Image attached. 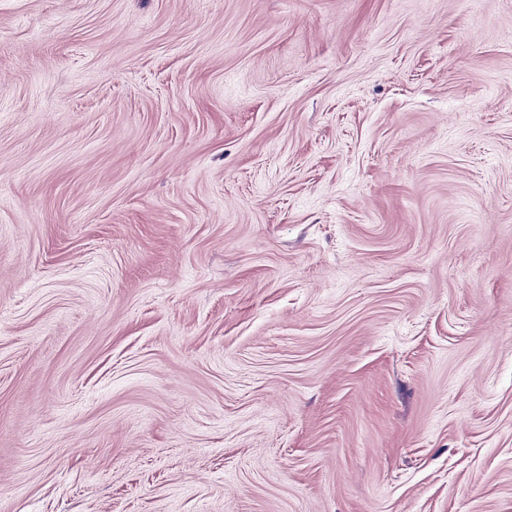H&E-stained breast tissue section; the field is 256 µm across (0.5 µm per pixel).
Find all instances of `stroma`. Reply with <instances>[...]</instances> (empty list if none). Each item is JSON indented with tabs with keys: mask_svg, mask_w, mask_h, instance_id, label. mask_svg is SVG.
<instances>
[{
	"mask_svg": "<svg viewBox=\"0 0 512 512\" xmlns=\"http://www.w3.org/2000/svg\"><path fill=\"white\" fill-rule=\"evenodd\" d=\"M0 512H512V0H0Z\"/></svg>",
	"mask_w": 512,
	"mask_h": 512,
	"instance_id": "35a3bbf8",
	"label": "stroma"
}]
</instances>
